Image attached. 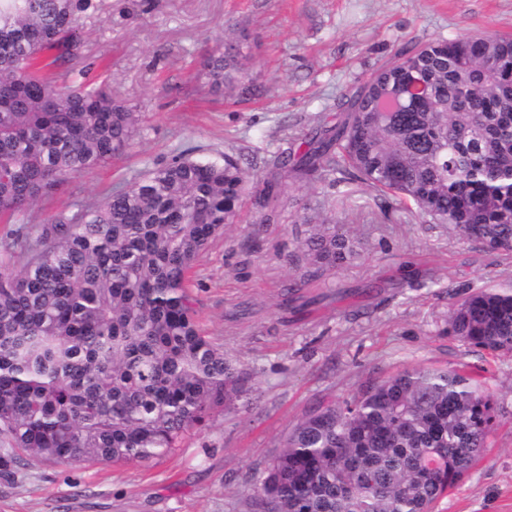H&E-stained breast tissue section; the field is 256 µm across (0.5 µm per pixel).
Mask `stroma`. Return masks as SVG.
I'll return each mask as SVG.
<instances>
[{"label":"stroma","instance_id":"1","mask_svg":"<svg viewBox=\"0 0 512 512\" xmlns=\"http://www.w3.org/2000/svg\"><path fill=\"white\" fill-rule=\"evenodd\" d=\"M83 54L59 86L104 85L139 118L132 148L68 175L33 204L36 237L51 215L95 204L120 182L195 147L229 153L246 194L191 270L205 336L242 369L246 394L211 411L151 464L27 458L0 478V512H248L288 431L318 406L412 367H464L493 393L485 456L435 512H512V356L470 349L448 329V295L512 283V254L463 242L385 203L364 183L284 175L317 120L397 52L488 30L512 36V0H92ZM249 58L234 90L210 92L205 52ZM274 203H256L261 191ZM345 226L362 245L336 276L304 281L302 218Z\"/></svg>","mask_w":512,"mask_h":512}]
</instances>
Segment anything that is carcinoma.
<instances>
[{"label": "carcinoma", "mask_w": 512, "mask_h": 512, "mask_svg": "<svg viewBox=\"0 0 512 512\" xmlns=\"http://www.w3.org/2000/svg\"><path fill=\"white\" fill-rule=\"evenodd\" d=\"M91 0H0V223L23 224L71 173L124 155L138 117L104 88L47 74L82 54ZM247 56L202 67L233 85ZM400 107L382 112L378 100ZM301 177L347 173L460 240L512 252V37L485 31L398 52L334 127L292 162ZM245 194L237 160L185 149L94 206L75 204L0 271V475L24 457L148 462L244 392L197 322L189 273ZM308 226V280L359 255L333 224ZM448 333L512 354V286L452 301ZM493 396L461 368L404 369L310 412L268 464L251 512H433L488 448Z\"/></svg>", "instance_id": "carcinoma-1"}]
</instances>
